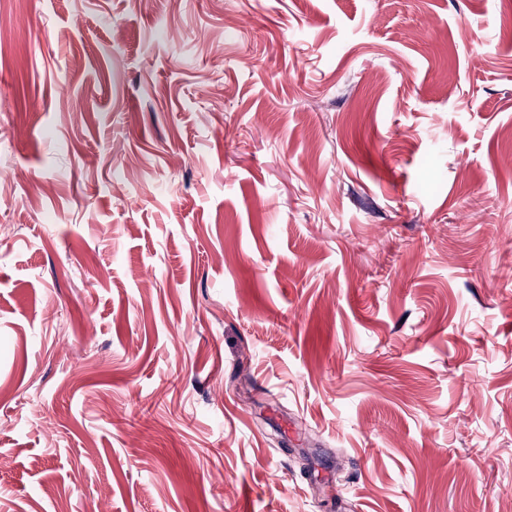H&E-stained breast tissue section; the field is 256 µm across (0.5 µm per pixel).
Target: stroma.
I'll use <instances>...</instances> for the list:
<instances>
[{"mask_svg":"<svg viewBox=\"0 0 512 512\" xmlns=\"http://www.w3.org/2000/svg\"><path fill=\"white\" fill-rule=\"evenodd\" d=\"M3 5L0 512H512V0Z\"/></svg>","mask_w":512,"mask_h":512,"instance_id":"35a3bbf8","label":"stroma"}]
</instances>
